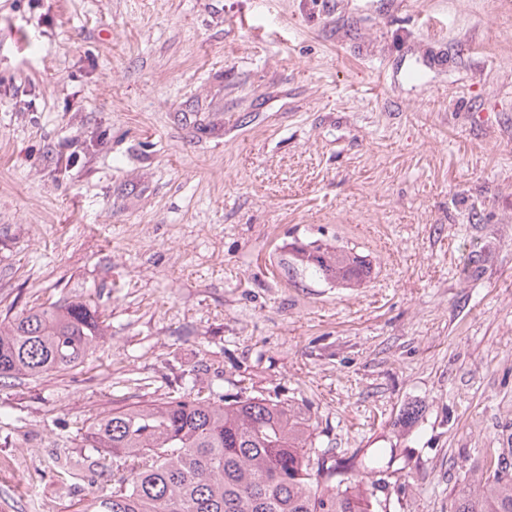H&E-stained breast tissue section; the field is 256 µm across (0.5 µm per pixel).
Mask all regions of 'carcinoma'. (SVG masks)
Here are the masks:
<instances>
[{
    "label": "carcinoma",
    "mask_w": 512,
    "mask_h": 512,
    "mask_svg": "<svg viewBox=\"0 0 512 512\" xmlns=\"http://www.w3.org/2000/svg\"><path fill=\"white\" fill-rule=\"evenodd\" d=\"M293 259L341 285L369 276L352 251L305 245ZM101 329L86 302L58 301L0 320V377H43L72 369L95 348ZM82 462L95 472L110 459L124 473L112 493L91 492L76 512H379L352 480L334 481L313 448L308 419L281 400L240 392L184 395L133 403L95 418ZM512 450L489 452L488 476L460 492L455 512H512V470H498Z\"/></svg>",
    "instance_id": "cac0c4a2"
}]
</instances>
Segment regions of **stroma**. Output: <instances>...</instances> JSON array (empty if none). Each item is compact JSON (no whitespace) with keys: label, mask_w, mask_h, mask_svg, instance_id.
<instances>
[{"label":"stroma","mask_w":512,"mask_h":512,"mask_svg":"<svg viewBox=\"0 0 512 512\" xmlns=\"http://www.w3.org/2000/svg\"><path fill=\"white\" fill-rule=\"evenodd\" d=\"M63 299L102 336L0 378V512H73L113 407L242 386L451 512L512 448V0H0V319ZM293 252V259L305 270L330 283L360 285L370 273L363 257L352 251L309 244Z\"/></svg>","instance_id":"1"}]
</instances>
